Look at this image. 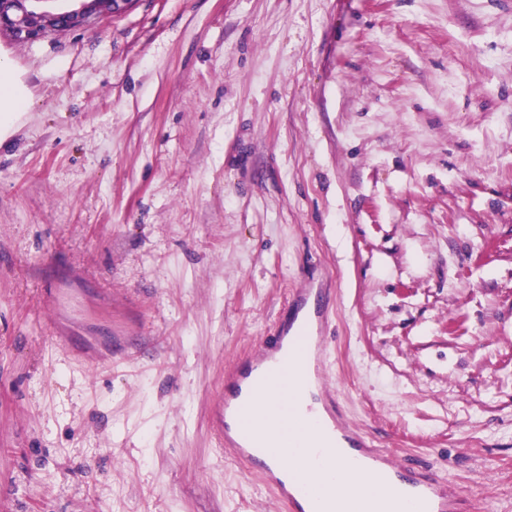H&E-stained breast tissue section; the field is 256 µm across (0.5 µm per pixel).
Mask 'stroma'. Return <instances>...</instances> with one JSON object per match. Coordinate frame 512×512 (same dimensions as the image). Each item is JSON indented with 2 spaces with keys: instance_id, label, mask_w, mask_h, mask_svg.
I'll use <instances>...</instances> for the list:
<instances>
[{
  "instance_id": "obj_1",
  "label": "stroma",
  "mask_w": 512,
  "mask_h": 512,
  "mask_svg": "<svg viewBox=\"0 0 512 512\" xmlns=\"http://www.w3.org/2000/svg\"><path fill=\"white\" fill-rule=\"evenodd\" d=\"M0 53V512H286L211 408L307 286L345 421L512 512V0H136ZM30 105V95L13 61L0 54V141Z\"/></svg>"
}]
</instances>
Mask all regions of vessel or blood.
<instances>
[{
    "label": "vessel or blood",
    "mask_w": 512,
    "mask_h": 512,
    "mask_svg": "<svg viewBox=\"0 0 512 512\" xmlns=\"http://www.w3.org/2000/svg\"><path fill=\"white\" fill-rule=\"evenodd\" d=\"M295 304L302 315L300 324L279 327L276 335L244 367L231 372L224 392L213 405L214 432L232 459L276 491L288 512H307L309 487L287 482L288 464L283 448L276 444L258 447V425L251 418L256 390L280 381L289 362L304 355L312 360L314 369L312 374L300 376L298 383L319 384L322 409L334 419L332 437L301 448L308 470L374 469L384 485L403 488L415 512H464L466 500L451 481L440 478L426 466L393 461L388 450L376 447L362 432L336 420L339 411L336 400L323 386L324 328L331 308L310 288L297 292Z\"/></svg>",
    "instance_id": "obj_1"
}]
</instances>
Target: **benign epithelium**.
<instances>
[{
    "label": "benign epithelium",
    "mask_w": 512,
    "mask_h": 512,
    "mask_svg": "<svg viewBox=\"0 0 512 512\" xmlns=\"http://www.w3.org/2000/svg\"><path fill=\"white\" fill-rule=\"evenodd\" d=\"M33 2L0 0V29L8 30L18 42L89 27L105 15L128 11L136 0H77L79 8L57 13L36 10Z\"/></svg>",
    "instance_id": "7a95c632"
}]
</instances>
